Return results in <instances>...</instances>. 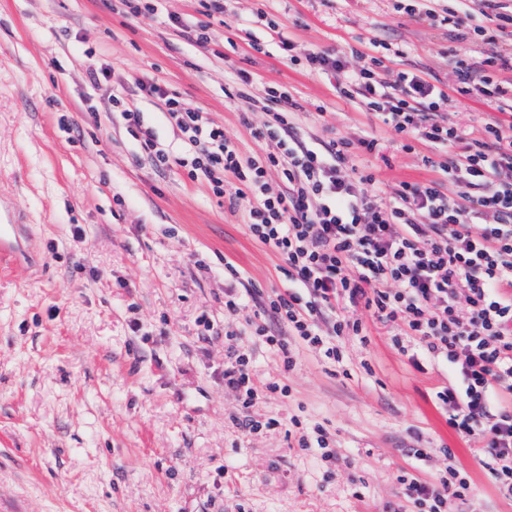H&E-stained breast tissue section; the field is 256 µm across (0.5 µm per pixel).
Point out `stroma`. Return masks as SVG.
Segmentation results:
<instances>
[{
	"mask_svg": "<svg viewBox=\"0 0 512 512\" xmlns=\"http://www.w3.org/2000/svg\"><path fill=\"white\" fill-rule=\"evenodd\" d=\"M194 8L160 0L157 13L132 17L119 0H0V181L35 243L23 266L0 270V502L22 512H415L398 475L427 480L452 460L473 491L447 512H512L432 397L451 380L448 366L417 371L385 335L346 344L347 378L306 352L286 374L275 355L259 354L260 377L290 388L254 409L279 425L258 436L233 425L224 326L253 317L259 303L225 314L224 265L267 293L282 288L283 261L247 234V200L230 210L182 168L157 174L137 160L108 105L122 90L159 141L172 142L160 103L135 84L154 74L247 154L265 112L224 96L228 76L244 68L259 77L255 98L280 84L324 106V115L299 116V136L378 132L358 104H337L325 75L289 64L277 46L264 55L229 47L237 24L260 9L281 17L298 55L345 52L367 38L402 43L404 68L451 88L450 54L478 57L484 45L394 13L392 0H229L205 48L170 25ZM93 64L110 71L96 92ZM67 121L81 141L71 142ZM203 313L214 324L207 341ZM294 414L335 431L333 470L290 447ZM418 444L427 461L412 457Z\"/></svg>",
	"mask_w": 512,
	"mask_h": 512,
	"instance_id": "1",
	"label": "stroma"
}]
</instances>
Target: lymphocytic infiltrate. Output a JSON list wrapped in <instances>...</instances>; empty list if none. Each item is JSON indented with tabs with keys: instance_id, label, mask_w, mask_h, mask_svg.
I'll list each match as a JSON object with an SVG mask.
<instances>
[{
	"instance_id": "lymphocytic-infiltrate-1",
	"label": "lymphocytic infiltrate",
	"mask_w": 512,
	"mask_h": 512,
	"mask_svg": "<svg viewBox=\"0 0 512 512\" xmlns=\"http://www.w3.org/2000/svg\"><path fill=\"white\" fill-rule=\"evenodd\" d=\"M197 2L200 15L174 18L172 26L204 46L209 19L224 15L226 3ZM500 7V0H456L434 10L429 0H395L397 13L464 28L466 37L486 45L478 60L454 55L451 92L424 72L399 69L405 50L392 43L371 38L346 54L299 57L278 18L259 11L240 24L254 52L275 44L292 65L337 74V101H359L388 129L385 137L302 139L295 123L306 99L270 86L262 101L267 118L251 130L263 148L246 155L223 126L158 78L137 79L164 106L179 143L173 152L159 145L121 91L110 94L139 158L160 174L181 167L229 203L248 199L249 236L286 264L287 288L266 294L254 318L224 332V385L239 397L232 421L240 429L276 428V419H254L251 409L265 394L289 392L287 384L259 379L256 348L276 355L287 371L305 351L346 377V341L368 344L376 327L417 370L432 360L448 363L453 378L435 398L449 426L476 443L478 463L499 493L512 499V120L465 127L446 115L454 93L495 106L512 102V79L505 77L512 54L500 49L512 43V13ZM393 150L415 155L427 177L399 182L386 200L380 170ZM273 172L281 189L268 185ZM288 434L297 448L335 466L336 437L322 424L294 415ZM398 481L418 512H445L449 499H465L471 487L453 463L430 480L405 472Z\"/></svg>"
}]
</instances>
